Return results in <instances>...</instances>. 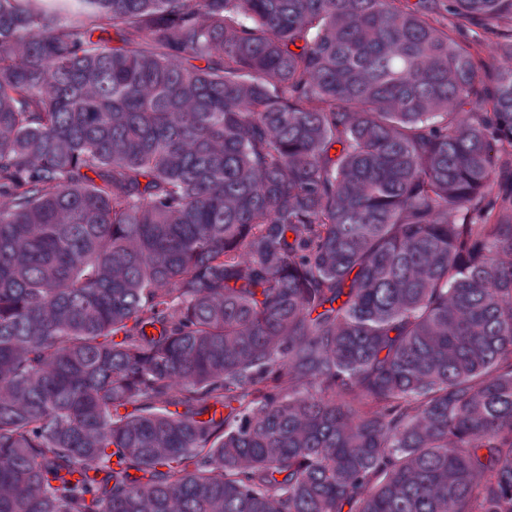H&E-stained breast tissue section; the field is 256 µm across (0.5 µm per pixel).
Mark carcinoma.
Wrapping results in <instances>:
<instances>
[{"label":"carcinoma","mask_w":512,"mask_h":512,"mask_svg":"<svg viewBox=\"0 0 512 512\" xmlns=\"http://www.w3.org/2000/svg\"><path fill=\"white\" fill-rule=\"evenodd\" d=\"M459 20L512 0H0V512H512Z\"/></svg>","instance_id":"carcinoma-1"}]
</instances>
